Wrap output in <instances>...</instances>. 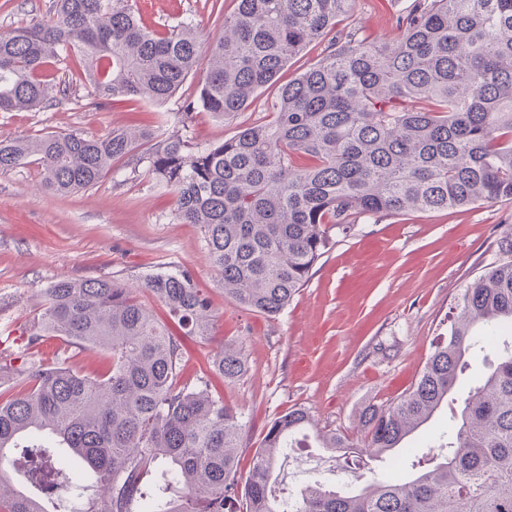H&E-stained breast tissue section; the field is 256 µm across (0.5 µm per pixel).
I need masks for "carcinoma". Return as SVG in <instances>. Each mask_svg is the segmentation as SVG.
I'll return each instance as SVG.
<instances>
[{
    "label": "carcinoma",
    "mask_w": 512,
    "mask_h": 512,
    "mask_svg": "<svg viewBox=\"0 0 512 512\" xmlns=\"http://www.w3.org/2000/svg\"><path fill=\"white\" fill-rule=\"evenodd\" d=\"M220 33L193 25L165 30L142 21L132 0H55L49 14L0 32V112L70 100L77 75L99 107L123 99L163 104L197 71L199 92L178 123L197 112L230 117L263 91L266 119L234 136L199 144L158 124L89 134L73 129L0 139V170L37 161L48 189L68 196L96 185L119 160L136 159L159 188L177 196L186 224L200 227L224 296L274 317L312 277L332 243L360 218L453 210L512 200V0H411L399 39L378 43L360 29L336 30L354 0H237ZM321 57L284 81L289 62L316 40ZM503 258L458 297L448 337L416 383L365 409L364 447L373 456L414 449L403 441L457 391L464 357L494 360L468 391L439 452L420 457L407 479L368 469L361 486H326L315 475L296 495L272 490L292 439L311 425L291 409L270 422L239 484L240 413L211 379L181 380L185 336H207L208 298L189 270L136 285L120 279L60 280L43 292L37 324L13 357L0 355V512H64L55 490L69 473L78 512H512V231ZM163 303L171 323L139 300ZM110 353L103 373L71 360ZM209 372L234 381L242 350L220 349ZM330 451L354 449L343 434ZM108 490L96 498V486Z\"/></svg>",
    "instance_id": "cac0c4a2"
}]
</instances>
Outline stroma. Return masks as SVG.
I'll list each match as a JSON object with an SVG mask.
<instances>
[{
    "mask_svg": "<svg viewBox=\"0 0 512 512\" xmlns=\"http://www.w3.org/2000/svg\"><path fill=\"white\" fill-rule=\"evenodd\" d=\"M409 0H355L342 27L395 42L396 19ZM152 23H197L218 32L211 0H139ZM190 77L163 105L143 100L96 108L83 84L73 100L38 111L0 112V137L80 129L101 134L144 127L178 111L195 94ZM261 102L230 118L196 113L187 134L216 143L263 121ZM130 159L114 164L95 186L58 196L41 184L38 166L0 171V328L32 326L42 292L61 279L118 278L190 269L207 295L212 334L194 340L185 381L207 370L227 343L242 349L248 371L225 384L224 399L242 415L239 473L268 424L294 407L307 410L317 433L336 432L362 444L364 409L388 403L417 380L435 343L448 334V312L477 268L497 261V242L512 228V203L471 209L360 218L350 236L318 262L305 288L278 316L250 311L225 297L198 225L182 223L173 192L152 188ZM327 449H296L276 471L281 487L299 490L309 473L335 477Z\"/></svg>",
    "mask_w": 512,
    "mask_h": 512,
    "instance_id": "1",
    "label": "stroma"
}]
</instances>
